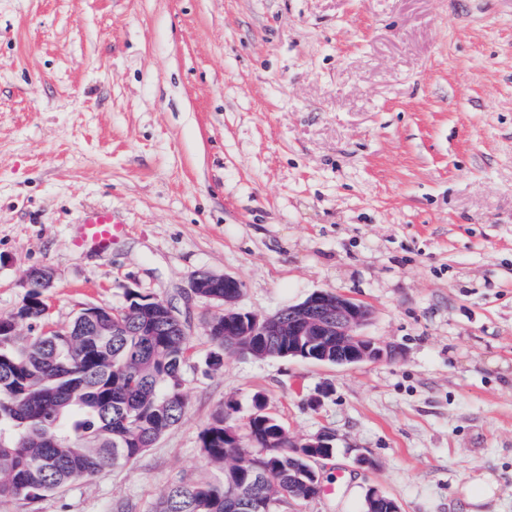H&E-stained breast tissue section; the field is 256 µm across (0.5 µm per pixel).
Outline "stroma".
I'll list each match as a JSON object with an SVG mask.
<instances>
[{
  "label": "stroma",
  "mask_w": 512,
  "mask_h": 512,
  "mask_svg": "<svg viewBox=\"0 0 512 512\" xmlns=\"http://www.w3.org/2000/svg\"><path fill=\"white\" fill-rule=\"evenodd\" d=\"M125 225L111 251L84 219ZM50 269L48 323L134 289L177 307L187 411L128 468L0 512H149L216 479L200 434L263 394L333 437L334 492L279 512H512V6L500 0H0V316ZM261 317L316 291L368 305L392 361L228 355L192 275ZM367 465L356 462L358 456ZM124 230L125 226L116 222L110 211H98L81 224L80 236L76 243L105 252L111 249L112 241ZM497 490L496 481L488 476L477 485L468 484L463 492L471 504L479 506L493 499Z\"/></svg>",
  "instance_id": "stroma-1"
}]
</instances>
